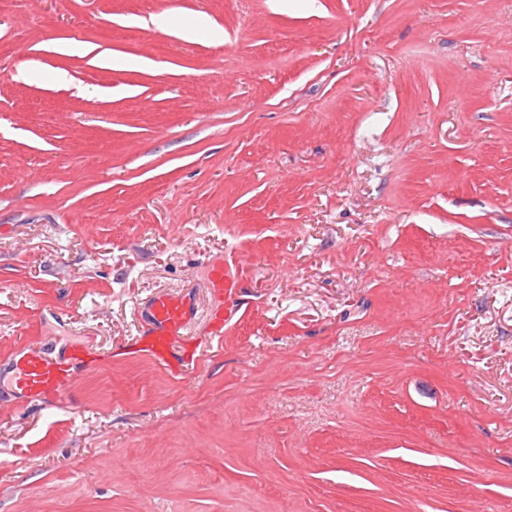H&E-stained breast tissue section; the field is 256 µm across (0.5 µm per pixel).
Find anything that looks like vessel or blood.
<instances>
[{"mask_svg": "<svg viewBox=\"0 0 512 512\" xmlns=\"http://www.w3.org/2000/svg\"><path fill=\"white\" fill-rule=\"evenodd\" d=\"M195 300L183 292L160 293L144 303L150 328L144 349L156 362L168 364L174 343L187 335ZM71 378L69 367L47 360L33 348H26L17 361L13 386L26 397H64Z\"/></svg>", "mask_w": 512, "mask_h": 512, "instance_id": "1", "label": "vessel or blood"}]
</instances>
